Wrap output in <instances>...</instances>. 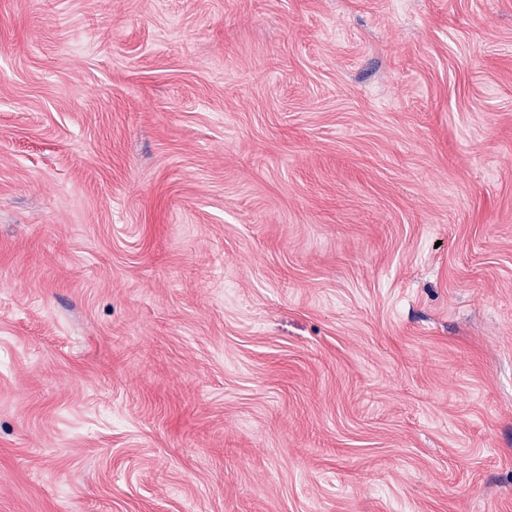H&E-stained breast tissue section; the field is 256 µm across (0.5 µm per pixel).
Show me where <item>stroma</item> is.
<instances>
[{
  "label": "stroma",
  "mask_w": 512,
  "mask_h": 512,
  "mask_svg": "<svg viewBox=\"0 0 512 512\" xmlns=\"http://www.w3.org/2000/svg\"><path fill=\"white\" fill-rule=\"evenodd\" d=\"M0 512H512V0H0Z\"/></svg>",
  "instance_id": "stroma-1"
}]
</instances>
